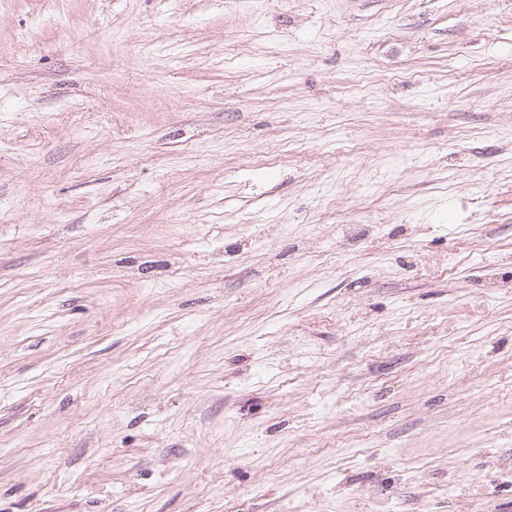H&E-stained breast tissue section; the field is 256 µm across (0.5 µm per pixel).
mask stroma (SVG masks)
<instances>
[{"instance_id":"35a3bbf8","label":"stroma","mask_w":512,"mask_h":512,"mask_svg":"<svg viewBox=\"0 0 512 512\" xmlns=\"http://www.w3.org/2000/svg\"><path fill=\"white\" fill-rule=\"evenodd\" d=\"M512 512V0H0V512Z\"/></svg>"}]
</instances>
